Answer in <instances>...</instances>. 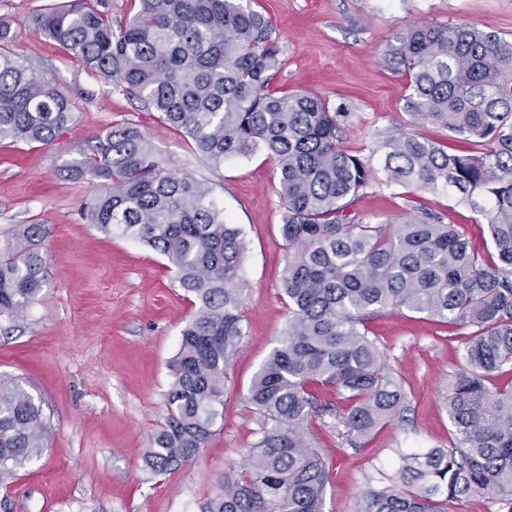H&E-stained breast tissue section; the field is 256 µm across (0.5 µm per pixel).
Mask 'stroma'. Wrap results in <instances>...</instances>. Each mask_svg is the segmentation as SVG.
Listing matches in <instances>:
<instances>
[{"label":"stroma","instance_id":"1","mask_svg":"<svg viewBox=\"0 0 512 512\" xmlns=\"http://www.w3.org/2000/svg\"><path fill=\"white\" fill-rule=\"evenodd\" d=\"M60 0H0V21L16 34L12 53L56 80L70 95L76 120L48 145L0 144V231L43 224L45 282L23 317L0 320V374L40 404L46 447L0 480V512H201L224 476L247 460L256 416L246 397L251 380L283 331L285 246L275 166L265 152L202 162L192 141L143 103L112 88L69 56L35 18ZM273 23L285 64L280 92L307 91L349 112L345 145L369 149L379 134L412 128L459 149L440 126L410 124L404 74L386 56L389 28L472 23L512 40V0H250ZM130 122L177 174L208 182L225 219L245 232L244 336L224 383V419L201 456L163 476L147 469L142 450L166 413L170 363L194 306L167 259L143 243L103 233L79 208L95 185L71 180L67 168L89 153L112 124ZM402 187L367 188L352 209L370 224L403 218ZM445 223L465 228L472 244L489 242L487 222L445 190L424 192ZM386 367L411 394L407 427L389 425L360 440L340 407L325 409L314 432L331 473L324 512H353L394 449L445 448L452 426L443 409L448 379L461 361L449 327L409 312L370 324Z\"/></svg>","mask_w":512,"mask_h":512}]
</instances>
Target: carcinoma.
Masks as SVG:
<instances>
[{"label": "carcinoma", "instance_id": "1", "mask_svg": "<svg viewBox=\"0 0 512 512\" xmlns=\"http://www.w3.org/2000/svg\"><path fill=\"white\" fill-rule=\"evenodd\" d=\"M36 23L107 83L143 101L190 139L213 168L264 151L285 208L281 283L288 321L246 398L258 416L247 462L224 476L202 512H323L330 470L313 433L328 395L364 439L407 421L403 382L383 363L368 323L407 310L446 324L464 345L451 375L447 448H398L389 474L355 512H460L475 496L512 506V42L469 24L394 29L387 55L409 79L410 122L437 124L459 153L397 129L369 154L343 145L349 113L306 91L269 89L283 67L271 21L242 0H133L112 20L109 0H64ZM0 22V141L48 144L75 122L72 99L8 51ZM98 187L88 224L165 256L194 314L170 365L167 413L144 459L165 475L194 461L224 418V376L243 337L246 240L212 189L177 176L130 123L112 125L68 168ZM377 184L406 189L404 220L368 224L351 210ZM487 220L490 249L417 203L437 189ZM44 224L0 233V318H18L45 281ZM39 404L0 377V477L45 448Z\"/></svg>", "mask_w": 512, "mask_h": 512}]
</instances>
